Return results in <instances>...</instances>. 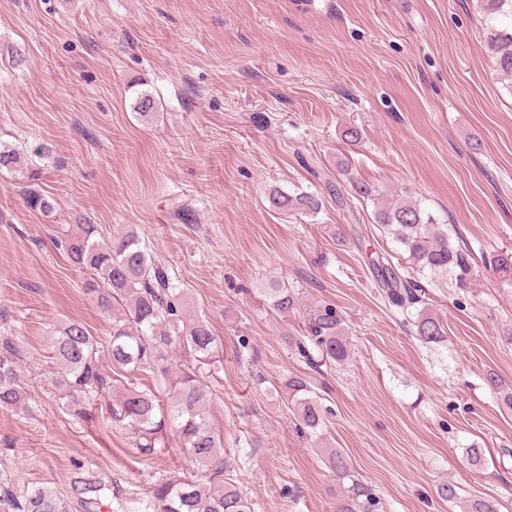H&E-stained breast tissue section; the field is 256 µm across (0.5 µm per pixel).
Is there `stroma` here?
Segmentation results:
<instances>
[{
    "instance_id": "1",
    "label": "stroma",
    "mask_w": 512,
    "mask_h": 512,
    "mask_svg": "<svg viewBox=\"0 0 512 512\" xmlns=\"http://www.w3.org/2000/svg\"><path fill=\"white\" fill-rule=\"evenodd\" d=\"M509 25L483 0H0V147L27 162L0 171V334L25 353L27 396L26 409L0 407V473L63 495L80 464L138 502L198 469L175 444L142 460L128 431L62 407L53 327L111 331L90 272L56 247L83 219L106 239L133 228L223 339L211 421L255 512H333L345 484L330 448L378 512H465L476 498L512 512V410L485 383L494 371L512 384V287L485 268L512 249V78L487 51ZM144 93L151 121L134 110ZM33 189L52 214L29 207ZM275 189L324 206L284 213ZM400 198L473 254L469 287L423 283L447 326L439 346L402 326L369 264L395 250L373 213ZM273 281L336 305L347 361L316 369L298 355L293 322L262 294ZM294 375L321 405V440L295 428ZM472 444L484 466L469 464ZM445 481L455 501L438 497Z\"/></svg>"
}]
</instances>
